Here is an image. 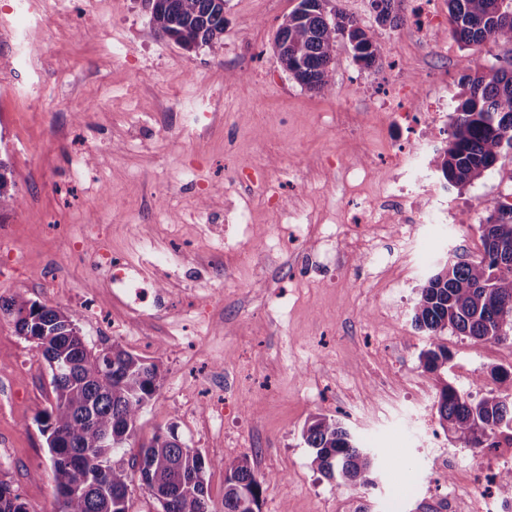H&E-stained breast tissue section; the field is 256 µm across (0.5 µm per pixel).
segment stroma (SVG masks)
<instances>
[{
	"label": "stroma",
	"mask_w": 512,
	"mask_h": 512,
	"mask_svg": "<svg viewBox=\"0 0 512 512\" xmlns=\"http://www.w3.org/2000/svg\"><path fill=\"white\" fill-rule=\"evenodd\" d=\"M15 0H0V158L19 206L0 212V299L20 294L80 315L88 346L114 344L157 360L161 387L135 439L176 425L211 460L208 491L224 497L227 461L248 460L263 488L260 512H423L439 492V461L455 454L451 484L473 485L481 450L444 431L440 380L468 393L494 389L512 367V337L477 341L444 331L445 372L412 324L419 287L447 260L482 250L487 200L512 192V151L463 187L437 191L447 223L414 225L423 262L408 270L397 234L362 223L354 189L400 176L380 114L396 92L443 98L454 112L462 77L507 65L512 47H468L439 0L442 42L407 24L376 23L369 0H333L381 46L377 67L337 42L321 92L281 66L278 26L298 0H226L219 46L184 49L163 38L148 0H41L43 19L19 30ZM125 61H117L113 46ZM263 170L284 208L232 182ZM310 222L277 244L284 210ZM358 223L330 242L323 225ZM377 255L360 261L359 251ZM122 259L153 292L133 307L113 284ZM389 314H382V304ZM54 401L35 344L0 318V480L29 512H54L52 462L41 432ZM340 420L376 457L371 486H340L311 466L305 422Z\"/></svg>",
	"instance_id": "obj_1"
}]
</instances>
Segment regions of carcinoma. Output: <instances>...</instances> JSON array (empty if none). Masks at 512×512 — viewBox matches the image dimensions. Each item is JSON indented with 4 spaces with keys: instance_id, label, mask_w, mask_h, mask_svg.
Wrapping results in <instances>:
<instances>
[{
    "instance_id": "carcinoma-1",
    "label": "carcinoma",
    "mask_w": 512,
    "mask_h": 512,
    "mask_svg": "<svg viewBox=\"0 0 512 512\" xmlns=\"http://www.w3.org/2000/svg\"><path fill=\"white\" fill-rule=\"evenodd\" d=\"M225 0H149L157 30L185 49L214 47L224 36ZM332 0H301L276 31L278 60L300 84L313 91L329 83L336 43L348 42L356 62L374 66L381 48L357 20L331 6ZM400 0H371L376 21L396 24ZM449 23L459 41L477 46L489 40L512 45V0H448ZM466 97L456 107L448 142L433 165L450 186L479 179L512 149V67L464 77ZM8 165L0 160V211L18 203ZM481 225L483 258L448 261L428 276L414 308L415 327L429 333L421 353L431 372L450 360L441 335L451 329L481 341L512 334V206L486 203ZM0 314L15 332L31 340L52 373L55 400L42 418V431L63 434V443L46 438L52 458L58 512H128L133 474L149 489L161 512H213L207 487L210 461L190 448L171 425L153 435L125 459L137 420L161 378L160 367L118 344L95 350L80 335L76 314L18 294L0 299ZM498 391L477 401L444 383L436 410L441 426L470 448L494 447L489 439L512 433V369L495 367ZM302 439L312 450L311 466L343 485H367L376 464L354 435L334 418L311 417ZM503 506L512 508V470L500 476ZM262 486L246 460L224 463V512H260ZM0 512H28L11 486L0 481Z\"/></svg>"
}]
</instances>
